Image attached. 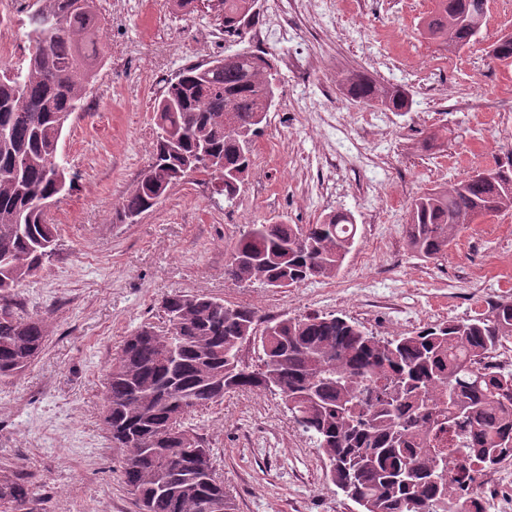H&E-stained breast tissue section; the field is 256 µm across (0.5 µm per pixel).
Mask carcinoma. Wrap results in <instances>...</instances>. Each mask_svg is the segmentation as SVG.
Masks as SVG:
<instances>
[{"label":"carcinoma","instance_id":"1","mask_svg":"<svg viewBox=\"0 0 512 512\" xmlns=\"http://www.w3.org/2000/svg\"><path fill=\"white\" fill-rule=\"evenodd\" d=\"M176 5L206 9L231 45L258 18L254 0ZM488 18L489 0H434L422 34L457 54ZM43 19L59 26L35 39ZM24 25L29 56L0 73V379L28 367L48 336L47 318L20 314L13 292L54 253L58 227L40 201L60 196L61 184L72 191L75 175L49 159L103 63L95 0H34ZM342 86L359 105L413 106L405 90L360 70L345 74ZM282 93L274 59L260 50L186 64L165 80L153 107L151 159L119 204L120 222H136L193 170L221 174L215 194L233 207L253 143ZM511 209L512 157L415 196L407 245L434 259L475 218ZM356 233L348 212L315 224H248L224 279L280 289L333 278ZM162 309L166 326L144 324L126 336L105 382L103 422L142 512H204L200 499L211 495L224 497V512L234 510L192 420L237 391L281 397L321 452L330 481L360 512H488L474 501L473 484L512 460V370L484 360L512 342V299H489L472 316L390 337L334 314L265 320L253 307L200 294L174 292ZM246 341L261 348L254 369L241 364ZM29 498L23 473L0 480V512Z\"/></svg>","mask_w":512,"mask_h":512}]
</instances>
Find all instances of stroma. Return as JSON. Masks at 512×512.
Instances as JSON below:
<instances>
[{"label": "stroma", "mask_w": 512, "mask_h": 512, "mask_svg": "<svg viewBox=\"0 0 512 512\" xmlns=\"http://www.w3.org/2000/svg\"><path fill=\"white\" fill-rule=\"evenodd\" d=\"M430 7L305 0L301 14H286V35L246 37L245 48L274 56L284 96L255 142L235 206H215L207 177L194 175L124 224L118 205L150 161L162 79L224 46L212 37L213 15L163 0H97L104 62L59 143L76 187L53 211L54 255L15 291L24 313L47 316L50 333L27 369L0 380V471L28 474L31 512H139L102 423L103 383L124 336L162 326L167 294L214 296L265 317L335 314L380 336L512 297V210L476 219L434 260L406 245L413 196L512 153V60L489 54L512 29V0H490L486 27L456 55L421 35ZM290 58L302 68H287ZM353 69L406 89L411 111L380 112L377 126L357 121L361 107L339 83ZM434 132L441 146L426 149ZM336 210L357 224L336 277L278 290L225 280L246 225L311 224ZM193 423L235 512H358L280 397L240 391Z\"/></svg>", "instance_id": "stroma-1"}]
</instances>
